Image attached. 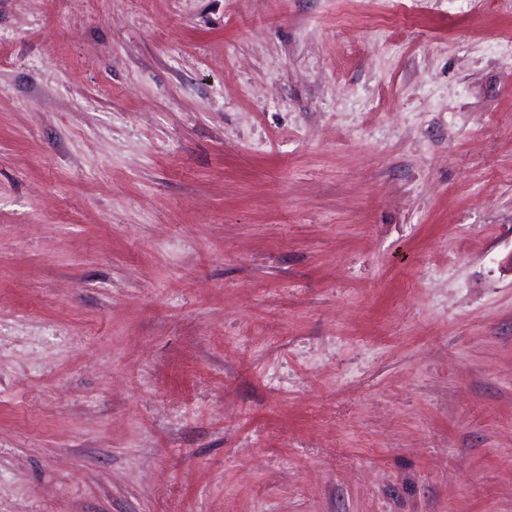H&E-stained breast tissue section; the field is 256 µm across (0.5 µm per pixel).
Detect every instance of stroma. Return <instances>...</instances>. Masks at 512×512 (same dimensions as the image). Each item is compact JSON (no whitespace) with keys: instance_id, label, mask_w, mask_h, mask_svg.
<instances>
[{"instance_id":"obj_1","label":"stroma","mask_w":512,"mask_h":512,"mask_svg":"<svg viewBox=\"0 0 512 512\" xmlns=\"http://www.w3.org/2000/svg\"><path fill=\"white\" fill-rule=\"evenodd\" d=\"M0 512H512V0H0Z\"/></svg>"}]
</instances>
